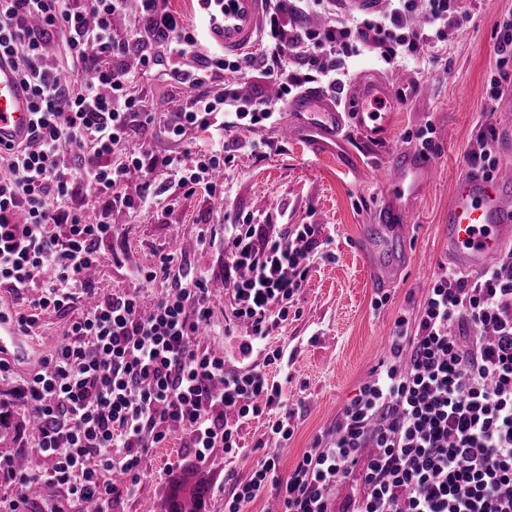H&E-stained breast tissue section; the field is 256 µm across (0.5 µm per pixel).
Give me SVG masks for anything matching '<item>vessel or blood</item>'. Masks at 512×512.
<instances>
[{"mask_svg":"<svg viewBox=\"0 0 512 512\" xmlns=\"http://www.w3.org/2000/svg\"><path fill=\"white\" fill-rule=\"evenodd\" d=\"M268 0H198L208 42L228 54H240L258 42ZM403 101L399 88L376 73L352 80L344 98H332L317 89L300 92L288 103L296 119L283 125L281 136L304 144L313 152L329 144H345L348 130L382 143L389 156L387 198L378 211L362 247L372 257L373 285L386 288L398 259L389 247L413 232L411 213L428 186L431 156L408 149L389 134L392 114ZM33 123L28 95L9 59L0 57V142L26 141ZM512 243V170L489 180L465 173L448 208V248L465 273L487 269Z\"/></svg>","mask_w":512,"mask_h":512,"instance_id":"obj_1","label":"vessel or blood"}]
</instances>
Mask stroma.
Here are the masks:
<instances>
[{"instance_id": "35a3bbf8", "label": "stroma", "mask_w": 512, "mask_h": 512, "mask_svg": "<svg viewBox=\"0 0 512 512\" xmlns=\"http://www.w3.org/2000/svg\"><path fill=\"white\" fill-rule=\"evenodd\" d=\"M459 26L449 27L443 46L420 49L416 58L393 68L379 55L364 52L351 58L352 74L400 71L411 83L429 82L427 94L411 95L393 118V135L407 148L432 128L433 166L429 186L412 213L414 231L407 266L387 289L388 300L375 307L378 289L370 287L366 262L357 249L375 209L388 192V156L359 132H350L351 161L342 155L315 156L306 148L282 141L278 127H240L227 131L224 143L232 161L224 168V197L168 192L176 201L168 210L139 216L113 212L118 235L104 250L107 258L98 280L104 292L133 287V270L156 265L174 239L193 240L200 231L223 234L225 218L241 224H315L322 228L324 251L332 260L312 266L307 282L289 309L288 322L275 329L269 349L284 354L275 372L294 411V434L279 448L281 471H288L316 436L328 430L340 409L382 358L386 337L401 314L417 312L435 273L449 264L448 207L459 178L470 169L468 156L495 131L500 164H512V112L491 94L489 71L494 63L496 23L512 0H464ZM157 60L138 76L135 89L146 110L163 113L186 89L171 76L173 61L160 44H146ZM64 317L43 316L34 338L23 339L27 356L11 361L0 376V392L19 399L24 377L38 368L60 340ZM268 417L248 421L241 441L246 457L229 460L214 449L206 461L180 454L179 440L154 449L141 482L139 499L122 501L116 512H139L142 501L163 503L182 477L207 485L205 512H224L229 475L246 476L258 457L255 446L265 440Z\"/></svg>"}]
</instances>
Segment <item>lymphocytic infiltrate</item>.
I'll list each match as a JSON object with an SVG mask.
<instances>
[{
  "label": "lymphocytic infiltrate",
  "instance_id": "lymphocytic-infiltrate-1",
  "mask_svg": "<svg viewBox=\"0 0 512 512\" xmlns=\"http://www.w3.org/2000/svg\"><path fill=\"white\" fill-rule=\"evenodd\" d=\"M457 0H389L382 13L353 16L343 27L298 29L285 0H269L263 59H225L215 50L196 66L182 58L196 44L166 0H140L145 18L134 39L118 38L112 19L126 0H0V57L14 63L32 99L35 121L27 142L0 148V288L16 301L0 321L34 335L42 316L66 317L62 341L21 389L41 424L33 450L43 470L19 476L18 493L0 512H28L31 485L44 495L39 512L94 504L112 512L137 498L154 448L179 439L185 455L207 459L223 449L244 453L240 430L276 414L268 436L291 439L293 411L266 366L281 354L267 339L288 319L314 260L322 257L313 224H228L223 236L198 234L197 249L224 252V295L240 332L244 357L264 363L245 371L223 353L203 348L213 292L184 252L164 254L139 285L99 293L90 273L115 236L110 212L137 215L170 206L153 176H172L186 195L224 194L216 174L227 164L224 131L273 126L276 100L240 97L234 85L212 92L214 76L247 77L261 69L293 95L314 83L343 94L349 54L369 50L389 64L416 56L420 41H444ZM493 96L512 90V8L496 24ZM166 38L174 76L190 101L178 112L144 111L124 65L131 41ZM83 81L65 79L71 63ZM163 123L170 139L208 133L191 160L148 147H128L133 132ZM139 172L144 187L129 193ZM92 204H75L77 188ZM512 252L471 277L441 267L414 317H398L389 354L288 473L268 452L248 476L235 479L224 512H246L259 495L280 512H512ZM163 292L153 294L155 283Z\"/></svg>",
  "mask_w": 512,
  "mask_h": 512
}]
</instances>
